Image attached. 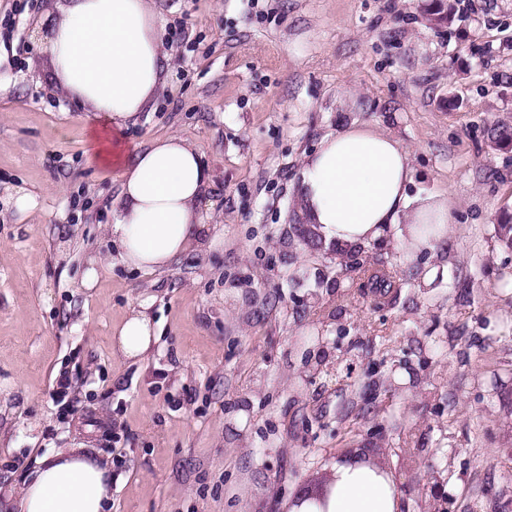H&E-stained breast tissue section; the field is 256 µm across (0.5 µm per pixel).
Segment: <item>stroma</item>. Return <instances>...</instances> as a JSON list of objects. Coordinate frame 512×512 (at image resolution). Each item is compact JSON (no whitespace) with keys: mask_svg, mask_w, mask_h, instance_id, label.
Returning a JSON list of instances; mask_svg holds the SVG:
<instances>
[{"mask_svg":"<svg viewBox=\"0 0 512 512\" xmlns=\"http://www.w3.org/2000/svg\"><path fill=\"white\" fill-rule=\"evenodd\" d=\"M429 2L155 0L166 85L123 140L193 142L224 236L145 274L117 259L119 179L33 34L53 0H0L1 490L82 446L119 464L109 512H288L359 456L400 512L432 469L453 512H512V147L487 135L512 125V0H459L443 30ZM352 122L409 150L411 196L454 205L440 256L365 248L403 282L385 298L293 230L304 157ZM431 265L432 284L406 280ZM134 309L158 335L135 362L114 347Z\"/></svg>","mask_w":512,"mask_h":512,"instance_id":"obj_1","label":"stroma"}]
</instances>
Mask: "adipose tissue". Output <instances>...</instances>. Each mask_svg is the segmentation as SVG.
Listing matches in <instances>:
<instances>
[{
	"instance_id": "obj_1",
	"label": "adipose tissue",
	"mask_w": 512,
	"mask_h": 512,
	"mask_svg": "<svg viewBox=\"0 0 512 512\" xmlns=\"http://www.w3.org/2000/svg\"><path fill=\"white\" fill-rule=\"evenodd\" d=\"M153 0H64L49 27L44 51L57 89L89 119L100 121L94 158L118 171L108 231L119 260L146 273L202 250L224 232L203 223L201 202L210 183L199 149L171 135L127 152L116 132L135 122L166 81ZM408 150L374 125L352 123L326 136L302 166L299 213L325 243L346 251L396 233L407 255L437 252L452 222L447 200L413 205ZM129 358L143 357L154 333L150 319L132 312L115 332ZM112 463L81 448L45 457L18 491L0 497L5 512H106ZM385 471L356 461L338 464L326 503L302 501L293 512H399Z\"/></svg>"
}]
</instances>
